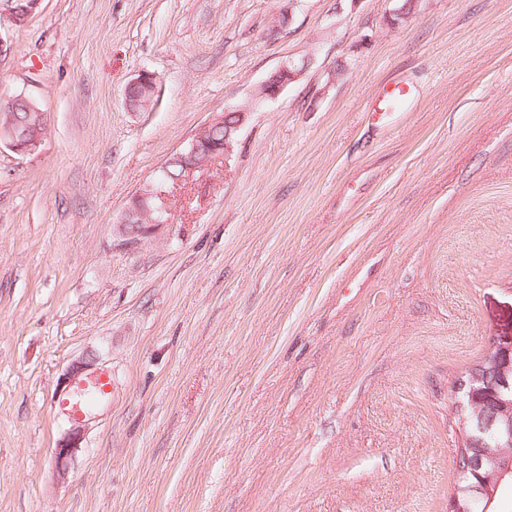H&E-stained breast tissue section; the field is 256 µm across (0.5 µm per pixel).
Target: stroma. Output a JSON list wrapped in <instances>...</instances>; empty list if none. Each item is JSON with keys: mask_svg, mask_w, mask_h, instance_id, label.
<instances>
[{"mask_svg": "<svg viewBox=\"0 0 512 512\" xmlns=\"http://www.w3.org/2000/svg\"><path fill=\"white\" fill-rule=\"evenodd\" d=\"M404 2L301 0L274 37L287 0L0 22V107L47 123L0 149V512H448L451 382L512 336V0ZM244 107L230 160L115 247L166 160ZM89 354L111 394L62 469L53 403ZM306 67V61H303L301 66L292 61L280 66L260 85L256 100L275 99L287 85L294 82ZM155 85H156V78L154 77L153 74L151 73H142V74H139L138 77H136L134 80H132L126 90H127V93H126V101L128 103V100H127V96H128V93L132 90V89H136V90H140V92L144 95H142L141 93L139 92H134L131 96V100H132V103H134V99H137V104L136 106L138 108L142 107V108H145L144 106L146 105V103L148 102L149 100V94H153L154 92V89H155ZM145 95H148V96H145ZM408 95L406 92V88L404 86H400L396 84L385 94V99L383 101V107L380 108L382 111L381 119H389V121L394 120L396 114L397 118L402 116L399 112H396L399 105L404 103L407 99ZM391 119V120H390ZM22 103L27 110L23 117L19 112H2L0 114V147L5 145L17 155L36 153L46 134V118L37 104L26 96H17L9 104L12 111Z\"/></svg>", "mask_w": 512, "mask_h": 512, "instance_id": "1", "label": "stroma"}]
</instances>
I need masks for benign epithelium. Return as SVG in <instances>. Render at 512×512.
Returning <instances> with one entry per match:
<instances>
[{
    "label": "benign epithelium",
    "mask_w": 512,
    "mask_h": 512,
    "mask_svg": "<svg viewBox=\"0 0 512 512\" xmlns=\"http://www.w3.org/2000/svg\"><path fill=\"white\" fill-rule=\"evenodd\" d=\"M0 0V18H7L16 27L24 26L39 7L40 0ZM307 63L290 61L274 71L259 87L256 100H271L302 73ZM156 78L142 73L132 80L127 90L136 89L144 95L154 92ZM24 104L26 115L15 112ZM249 110H236V122L224 131L220 141L206 138L207 129L200 130L185 151L165 163L158 185L134 198L125 210V218L116 225L118 245L133 247L155 233L166 223L158 205L163 187L182 180L189 173L206 167L216 156L229 159ZM46 134L45 113L26 96L10 102V111L0 114V145L17 155L36 153ZM180 166L175 174L170 166ZM488 362L468 368L455 383L453 407L459 417L461 444L456 449L458 485L448 495V512H471L474 500L484 501L483 512H490L496 493L506 478L512 476V339L493 340L487 350ZM81 422L72 424L65 443L58 448V459L71 455L81 439Z\"/></svg>",
    "instance_id": "1"
}]
</instances>
